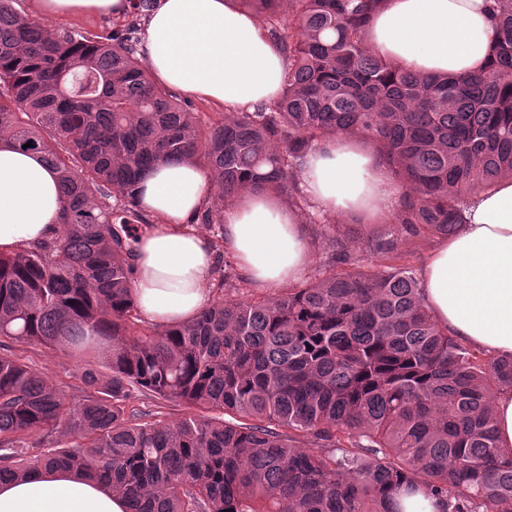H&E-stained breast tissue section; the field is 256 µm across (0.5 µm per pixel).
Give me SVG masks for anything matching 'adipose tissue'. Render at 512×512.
<instances>
[{
	"label": "adipose tissue",
	"mask_w": 512,
	"mask_h": 512,
	"mask_svg": "<svg viewBox=\"0 0 512 512\" xmlns=\"http://www.w3.org/2000/svg\"><path fill=\"white\" fill-rule=\"evenodd\" d=\"M131 0H34L42 18L101 14L115 18ZM495 39L490 0H387L365 30L367 47L421 76H472L488 67ZM141 54L165 88L230 112L274 102L287 57L260 19L235 0H157ZM298 186L315 212L389 219L403 190L375 149L354 135L303 154ZM211 198V180L189 162L163 164L140 183L141 209L156 217L138 244L134 293L148 321L191 320L209 301L211 242L190 224ZM62 207L55 170L42 155L0 141V251L44 240ZM456 235L434 246L420 270L423 299L449 336L471 348L512 357V178L470 201ZM300 211L256 191L223 213L224 246L259 288L298 280L311 252ZM0 512H127L126 498L82 474L47 469L0 484Z\"/></svg>",
	"instance_id": "obj_1"
}]
</instances>
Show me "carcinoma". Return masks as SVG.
I'll return each instance as SVG.
<instances>
[{
	"mask_svg": "<svg viewBox=\"0 0 512 512\" xmlns=\"http://www.w3.org/2000/svg\"><path fill=\"white\" fill-rule=\"evenodd\" d=\"M237 2L288 57L284 90L205 119L154 83L136 27L52 30L0 0V137L42 153L63 194L48 238L0 254V337L60 350L95 390L77 401L0 353V483L78 470L129 512H403L417 492L440 512H512V451L490 411L512 358L440 328L401 250L454 234L468 198L512 177V0H495L491 65L469 77L419 76L369 50L366 21L386 0ZM347 134L405 190L396 227L372 242L390 264L347 270L329 236L337 253L314 281L143 324L135 256L152 224L134 191L147 172L205 167L213 195L195 222L222 235L227 203L258 188L297 200L301 154ZM136 392L190 413L129 412ZM62 430L66 445H46Z\"/></svg>",
	"mask_w": 512,
	"mask_h": 512,
	"instance_id": "carcinoma-1",
	"label": "carcinoma"
}]
</instances>
